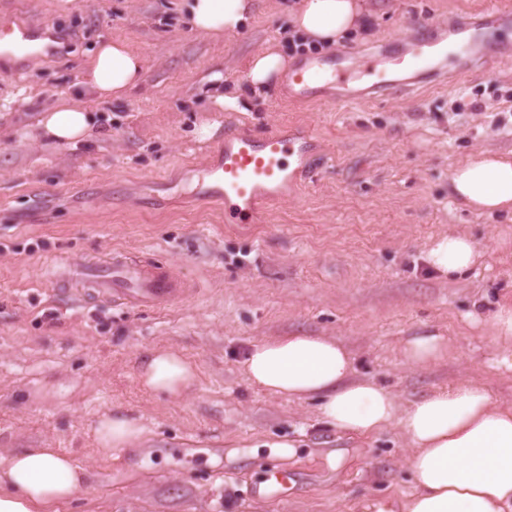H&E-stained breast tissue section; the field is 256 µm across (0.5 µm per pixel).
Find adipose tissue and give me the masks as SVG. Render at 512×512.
I'll use <instances>...</instances> for the list:
<instances>
[{
    "label": "adipose tissue",
    "instance_id": "adipose-tissue-1",
    "mask_svg": "<svg viewBox=\"0 0 512 512\" xmlns=\"http://www.w3.org/2000/svg\"><path fill=\"white\" fill-rule=\"evenodd\" d=\"M193 29L206 36L234 34L246 22V0H184ZM361 0H301L290 14L297 35L327 46L359 28ZM145 62L120 40L101 44L89 63V80L105 99L125 97L140 81ZM288 69L287 57L266 49L253 55L245 80L255 94L269 90ZM93 112L71 100L41 113L39 135L69 145L89 137ZM448 195L472 212L512 210V156L478 151L448 174ZM480 252L463 234L432 240L426 257L433 269L467 272ZM448 355L438 333L411 337L403 360L424 368ZM247 380L273 397L317 399L322 421L344 433L366 434L396 425L411 447L408 468L415 492L401 500H375L370 512H512V408L496 405L487 390L464 381L399 407L386 388L354 379L350 354L334 338L292 333L253 346L243 362ZM143 387L181 398L198 379V369L167 349L150 351L139 367ZM96 441L110 455L141 443L145 429L120 413L99 418ZM89 473L58 448H18L0 454V512H49L74 499Z\"/></svg>",
    "mask_w": 512,
    "mask_h": 512
}]
</instances>
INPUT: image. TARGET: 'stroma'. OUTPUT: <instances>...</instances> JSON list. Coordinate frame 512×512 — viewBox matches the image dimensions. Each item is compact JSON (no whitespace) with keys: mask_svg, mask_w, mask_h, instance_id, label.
I'll use <instances>...</instances> for the list:
<instances>
[{"mask_svg":"<svg viewBox=\"0 0 512 512\" xmlns=\"http://www.w3.org/2000/svg\"><path fill=\"white\" fill-rule=\"evenodd\" d=\"M241 32L213 38L191 27L181 0H0V15L53 22L65 53L14 73L0 60V453L59 448L91 474L57 512H363L375 497L411 495L408 442L393 427L351 435L326 426L318 403L271 397L241 362L252 344L294 332L336 338L355 375L405 405L472 380L512 406V346L493 343L488 319L512 301V214L473 213L448 197V173L473 152H512V61L491 59L453 79L396 96L337 106L335 90L292 105L280 81L249 112L220 110L248 59L288 49L297 0H252ZM366 31L342 42L356 53L406 41L413 22L442 24L455 43L467 12L485 0H362ZM122 39L145 59L121 102L83 81L102 43ZM333 47L289 51L294 65ZM73 93L101 113L102 131L75 146L29 135L40 112ZM311 130L327 161L315 180L261 205L253 224L193 194L187 170L215 155L225 124ZM208 136H201V129ZM464 233L481 252L459 278L434 272L426 247ZM153 258L195 294L162 309L56 294L67 266L114 253ZM437 331L452 353L425 369L404 363L406 337ZM199 366L188 396L144 390L140 360L152 349ZM139 418L144 442L113 457L96 452L98 419ZM288 441L296 455L274 454ZM339 453L338 468L327 464ZM288 470L284 498L255 497L258 475Z\"/></svg>","mask_w":512,"mask_h":512,"instance_id":"stroma-1","label":"stroma"}]
</instances>
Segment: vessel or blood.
Here are the masks:
<instances>
[{
  "instance_id": "1",
  "label": "vessel or blood",
  "mask_w": 512,
  "mask_h": 512,
  "mask_svg": "<svg viewBox=\"0 0 512 512\" xmlns=\"http://www.w3.org/2000/svg\"><path fill=\"white\" fill-rule=\"evenodd\" d=\"M473 36L463 47L464 56L456 76H471L483 62L487 40L478 38L482 27H495L512 20V5L506 0H489L485 9L473 15ZM11 35L16 45L38 43V56L54 51V31L43 20L19 24L0 22V39ZM440 41L435 24L418 21L413 25V44L407 49L392 47L366 54L357 68L345 64L346 53L339 52L315 62L302 64L289 77V97L313 101L319 86L336 91L342 104L364 101L379 95L400 93L413 84L438 82L441 72L429 55ZM324 156L308 132L288 128L254 132L228 126L216 159L194 166L195 193L224 208L228 224L253 221L259 200L281 197L289 187L313 179ZM68 279L82 283L90 295L146 309L164 308L186 300L190 291L171 272L154 260L139 264L116 255L106 264H76L66 272Z\"/></svg>"
}]
</instances>
